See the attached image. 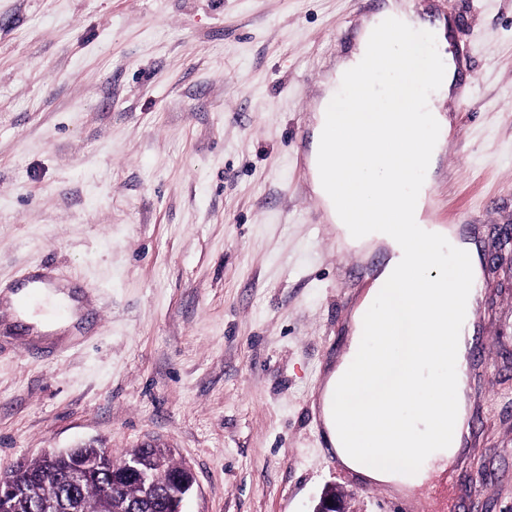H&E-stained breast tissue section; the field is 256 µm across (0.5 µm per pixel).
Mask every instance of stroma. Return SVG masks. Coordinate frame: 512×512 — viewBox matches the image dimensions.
I'll list each match as a JSON object with an SVG mask.
<instances>
[{
	"mask_svg": "<svg viewBox=\"0 0 512 512\" xmlns=\"http://www.w3.org/2000/svg\"><path fill=\"white\" fill-rule=\"evenodd\" d=\"M424 69L462 65L433 223L487 250L470 388L479 433L450 463L466 512H512V0H420ZM385 0H0V473L85 442H144L194 476L183 512H350L426 502L355 482L318 415L347 353L357 268L310 191L321 84ZM77 285L75 333L14 316L32 269ZM328 499H332V503L327 504ZM313 512H350L347 510L346 495L336 486L325 488Z\"/></svg>",
	"mask_w": 512,
	"mask_h": 512,
	"instance_id": "stroma-1",
	"label": "stroma"
}]
</instances>
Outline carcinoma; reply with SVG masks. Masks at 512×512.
Returning a JSON list of instances; mask_svg holds the SVG:
<instances>
[{
	"mask_svg": "<svg viewBox=\"0 0 512 512\" xmlns=\"http://www.w3.org/2000/svg\"><path fill=\"white\" fill-rule=\"evenodd\" d=\"M152 493H141L120 475L101 449L89 444L20 465L13 512H169L172 496L190 474L164 448L142 450Z\"/></svg>",
	"mask_w": 512,
	"mask_h": 512,
	"instance_id": "obj_1",
	"label": "carcinoma"
}]
</instances>
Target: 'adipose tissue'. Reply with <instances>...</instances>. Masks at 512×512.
Wrapping results in <instances>:
<instances>
[{"mask_svg": "<svg viewBox=\"0 0 512 512\" xmlns=\"http://www.w3.org/2000/svg\"><path fill=\"white\" fill-rule=\"evenodd\" d=\"M393 25L395 37L386 33ZM423 25L398 0L365 23L360 51L338 62L323 84L307 157L310 189L337 235L354 246L391 250L353 313L350 349L326 379L322 412L340 462L400 493L421 482V458H452L448 435L463 394L456 323L460 309L475 307L461 269L420 277L436 249L426 190L447 125L436 103L450 94L455 75L451 63L421 70L411 38ZM359 75L385 76L382 91L362 93ZM19 293L38 304L39 332L76 320L80 300L71 290L52 293L35 279ZM380 333L392 359L376 367L364 340ZM361 371L362 383L343 386L346 376ZM424 394L430 407L420 411L416 404Z\"/></svg>", "mask_w": 512, "mask_h": 512, "instance_id": "ef3b65f1", "label": "adipose tissue"}]
</instances>
